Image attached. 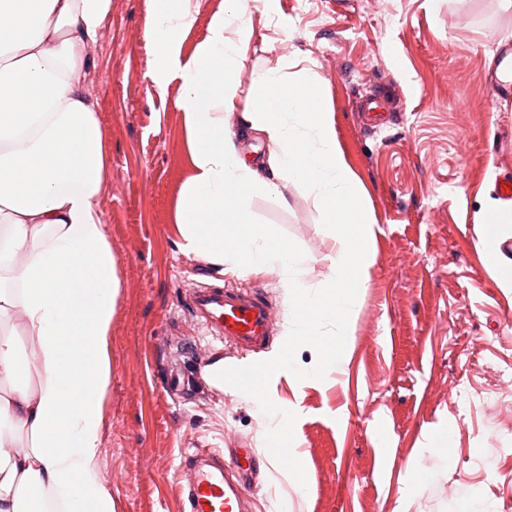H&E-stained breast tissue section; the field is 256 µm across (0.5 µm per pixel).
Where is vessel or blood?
Segmentation results:
<instances>
[{"mask_svg": "<svg viewBox=\"0 0 512 512\" xmlns=\"http://www.w3.org/2000/svg\"><path fill=\"white\" fill-rule=\"evenodd\" d=\"M190 306L211 335L237 353L259 352L272 337L276 314L257 290L204 284L192 289ZM258 464L250 448L184 454L182 512H250L245 490Z\"/></svg>", "mask_w": 512, "mask_h": 512, "instance_id": "b4317fda", "label": "vessel or blood"}]
</instances>
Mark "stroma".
Segmentation results:
<instances>
[{"instance_id":"stroma-1","label":"stroma","mask_w":512,"mask_h":512,"mask_svg":"<svg viewBox=\"0 0 512 512\" xmlns=\"http://www.w3.org/2000/svg\"><path fill=\"white\" fill-rule=\"evenodd\" d=\"M150 0H112L85 84L109 146L99 210L121 288L109 338L100 481L115 512H179L183 451L255 449L265 465L254 512H466L512 501V288L481 245L484 203L512 176V100L491 92L486 65L512 45V0H255L250 52L236 74L253 102L252 71L289 62L326 83L336 137L378 217L370 279L344 319L346 363L303 385L269 366L290 352L288 287L238 274L277 313L268 350H219L192 315L188 291L225 276L179 246L176 202L190 174L177 84L146 76ZM271 237L300 252L302 280L327 285L332 241L313 195L251 200ZM224 365V385L199 379L197 357ZM197 375L169 394L173 370ZM291 416L275 432L254 394ZM295 454L299 470L283 455Z\"/></svg>"}]
</instances>
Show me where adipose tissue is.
Instances as JSON below:
<instances>
[{"instance_id":"obj_1","label":"adipose tissue","mask_w":512,"mask_h":512,"mask_svg":"<svg viewBox=\"0 0 512 512\" xmlns=\"http://www.w3.org/2000/svg\"><path fill=\"white\" fill-rule=\"evenodd\" d=\"M187 2L154 0L145 28L149 78L160 90L180 86L191 167L177 201L182 248L232 272L281 275L297 313L290 343H322L324 364L342 365L343 330L320 327L343 319L365 287L377 217L336 140L324 81L309 68L294 77L260 69L256 99L240 107L248 0H224L188 56ZM111 9L112 0H0V319H21L0 331V381L12 384L0 393V512H45L43 492L60 512H113L96 458L120 280L98 210L109 153L83 83ZM248 133L265 137L267 157L243 159ZM290 182L311 191L334 240L322 288L301 281L300 255L248 210Z\"/></svg>"}]
</instances>
